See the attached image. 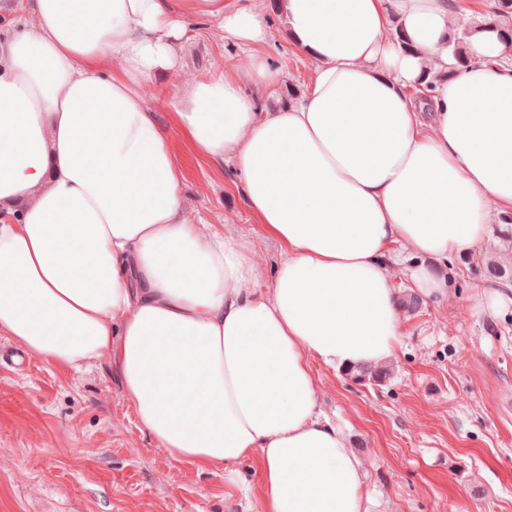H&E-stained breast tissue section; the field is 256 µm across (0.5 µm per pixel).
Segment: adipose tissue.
<instances>
[{
  "label": "adipose tissue",
  "instance_id": "adipose-tissue-1",
  "mask_svg": "<svg viewBox=\"0 0 512 512\" xmlns=\"http://www.w3.org/2000/svg\"><path fill=\"white\" fill-rule=\"evenodd\" d=\"M277 8L314 69L303 99L266 111L256 92L282 74L263 0H0L30 18L0 38V333L75 369L109 359L173 460L257 459L260 512H368L312 364L395 357L391 245L466 255L512 212V60L488 27L451 69L448 0ZM195 19L241 56L187 80L176 124L241 174L283 250L270 280L233 234L190 222L141 93Z\"/></svg>",
  "mask_w": 512,
  "mask_h": 512
}]
</instances>
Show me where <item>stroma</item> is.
Wrapping results in <instances>:
<instances>
[{
	"mask_svg": "<svg viewBox=\"0 0 512 512\" xmlns=\"http://www.w3.org/2000/svg\"><path fill=\"white\" fill-rule=\"evenodd\" d=\"M269 53L281 82L263 106L304 95L313 68L277 12ZM239 48L209 22H191L178 67L149 79L150 105L182 171L180 192L195 224L247 242L266 274L282 259L240 190L229 162L200 158L174 126L183 83L236 62ZM395 296L415 292L419 263L393 245ZM448 283L400 312V346L382 382H358L314 363L318 405L365 461L372 512H512V218L490 225L466 256L424 261ZM259 466H198L169 457L145 432L108 361L75 370L26 355L0 334V512H258Z\"/></svg>",
	"mask_w": 512,
	"mask_h": 512,
	"instance_id": "obj_1",
	"label": "stroma"
}]
</instances>
